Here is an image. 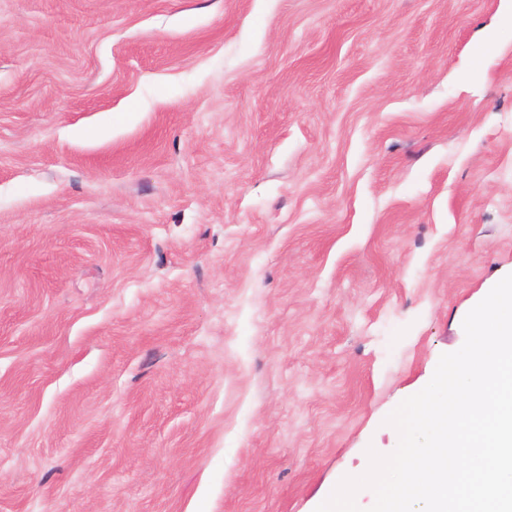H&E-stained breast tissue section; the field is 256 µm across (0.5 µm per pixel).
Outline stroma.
<instances>
[{"label":"stroma","mask_w":512,"mask_h":512,"mask_svg":"<svg viewBox=\"0 0 512 512\" xmlns=\"http://www.w3.org/2000/svg\"><path fill=\"white\" fill-rule=\"evenodd\" d=\"M505 5L0 0V512H315L389 454L512 274Z\"/></svg>","instance_id":"35a3bbf8"}]
</instances>
